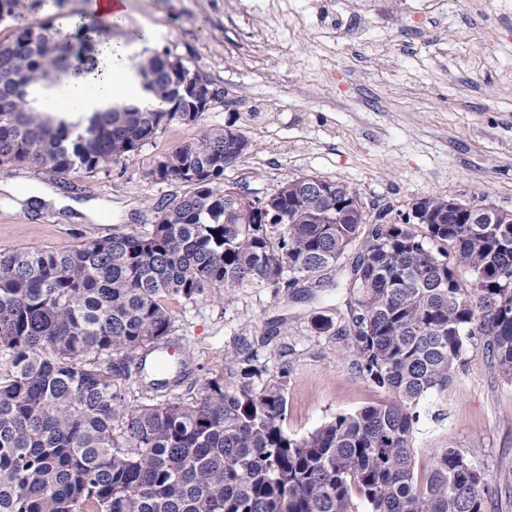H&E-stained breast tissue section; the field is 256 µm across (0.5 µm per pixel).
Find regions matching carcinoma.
<instances>
[{"label":"carcinoma","mask_w":512,"mask_h":512,"mask_svg":"<svg viewBox=\"0 0 512 512\" xmlns=\"http://www.w3.org/2000/svg\"><path fill=\"white\" fill-rule=\"evenodd\" d=\"M40 6L0 0V21ZM47 30L32 21L0 42V166L93 173L174 120L201 122L183 91L199 73L153 53L138 64L152 104L85 126L37 109L40 90L93 64L101 28L82 22L75 43ZM250 147L239 128L203 126L162 156L148 178L190 191L159 205L147 232L0 252V512H356L355 495L365 512H487L464 452L435 449L420 478L414 441L424 399L474 360L475 339L512 382V211L461 212L434 195L415 203L419 221L372 224L357 192L312 176L252 197L224 181ZM358 242L341 335L386 401L292 437L286 388L255 384L248 346L235 389L215 377L167 399L181 377L161 372L145 401H128L131 364L171 342L167 293L336 288L330 273Z\"/></svg>","instance_id":"obj_1"}]
</instances>
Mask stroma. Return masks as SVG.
Segmentation results:
<instances>
[{"label":"stroma","instance_id":"35a3bbf8","mask_svg":"<svg viewBox=\"0 0 512 512\" xmlns=\"http://www.w3.org/2000/svg\"><path fill=\"white\" fill-rule=\"evenodd\" d=\"M112 37L143 43V21L164 29L155 53L181 58L220 93L201 124L172 121L120 161L64 176L30 164L0 168V251L66 249L125 231L145 232L161 202L187 186L156 183L155 161L196 138L200 125L235 123L252 143L224 179L252 195L284 179L314 176L358 192L369 215L390 219L440 194L512 210V0H371L368 39L352 40L335 0H127ZM49 189L58 208L37 199ZM342 288L272 295L242 288L194 300L167 294L174 345L187 366L177 397L205 381L234 386L239 347L251 345L285 382L284 427L302 437L339 413L379 402L384 390L343 359ZM475 362L431 393L415 434L416 465L437 448H458L484 472L491 512H512V383L477 347ZM287 372H280V365Z\"/></svg>","mask_w":512,"mask_h":512}]
</instances>
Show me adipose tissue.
Wrapping results in <instances>:
<instances>
[{
  "mask_svg": "<svg viewBox=\"0 0 512 512\" xmlns=\"http://www.w3.org/2000/svg\"><path fill=\"white\" fill-rule=\"evenodd\" d=\"M133 45L107 39L97 46L95 71L71 78L45 92V110L68 120L105 112L130 101L149 104L132 59Z\"/></svg>",
  "mask_w": 512,
  "mask_h": 512,
  "instance_id": "ef3b65f1",
  "label": "adipose tissue"
}]
</instances>
